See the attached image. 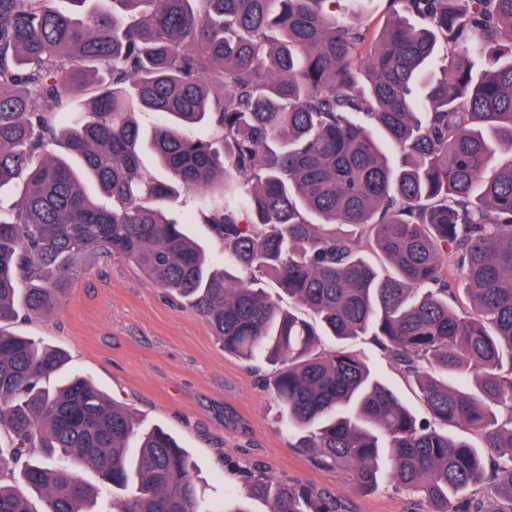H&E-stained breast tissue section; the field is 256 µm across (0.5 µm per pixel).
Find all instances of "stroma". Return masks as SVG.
I'll return each mask as SVG.
<instances>
[{
	"mask_svg": "<svg viewBox=\"0 0 512 512\" xmlns=\"http://www.w3.org/2000/svg\"><path fill=\"white\" fill-rule=\"evenodd\" d=\"M62 307L51 317H18L10 328L64 351L62 374L92 379L116 405L132 409L141 430L163 428L187 449L201 498L220 505L228 489H243L241 470L260 468L279 480L326 492L341 512H428L425 501L383 482L355 488V475L319 464L288 444L280 407L257 366L225 353L197 313L165 293L137 266L87 253L77 260ZM326 350L363 356L418 416L419 393L371 337L324 338Z\"/></svg>",
	"mask_w": 512,
	"mask_h": 512,
	"instance_id": "obj_1",
	"label": "stroma"
}]
</instances>
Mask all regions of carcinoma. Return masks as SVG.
<instances>
[{
    "label": "carcinoma",
    "mask_w": 512,
    "mask_h": 512,
    "mask_svg": "<svg viewBox=\"0 0 512 512\" xmlns=\"http://www.w3.org/2000/svg\"><path fill=\"white\" fill-rule=\"evenodd\" d=\"M342 2L0 0V186L22 187L0 209V472L19 469L0 512H95L77 465L131 491L112 512H249L201 501L188 451L91 380L42 387L64 352L8 325L53 315L88 252L274 366L297 447L359 490L386 477L430 512H482L488 485L512 512V159L495 165L512 149V0H386L376 34ZM185 207L224 259L187 236ZM268 274L301 312L264 293ZM367 334L429 419L358 354L321 349ZM245 479L270 512H339Z\"/></svg>",
    "instance_id": "1"
}]
</instances>
